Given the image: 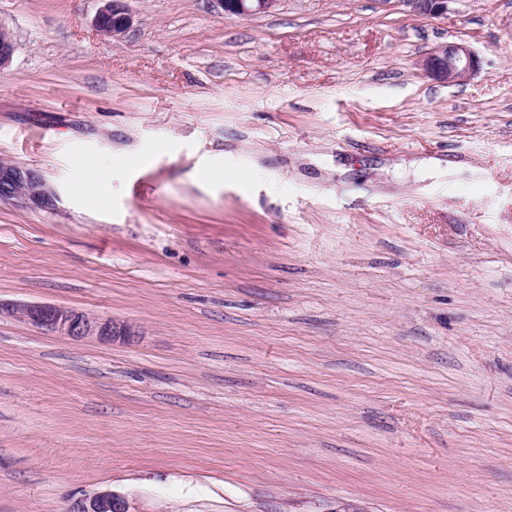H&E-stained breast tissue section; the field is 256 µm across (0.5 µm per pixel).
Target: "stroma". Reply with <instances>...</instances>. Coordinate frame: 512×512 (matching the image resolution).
Listing matches in <instances>:
<instances>
[{
  "instance_id": "35a3bbf8",
  "label": "stroma",
  "mask_w": 512,
  "mask_h": 512,
  "mask_svg": "<svg viewBox=\"0 0 512 512\" xmlns=\"http://www.w3.org/2000/svg\"><path fill=\"white\" fill-rule=\"evenodd\" d=\"M123 5L0 0V512H512V0ZM121 0H100L102 6L94 17V25L101 35L119 39L132 25V17L118 2ZM227 15L249 17L271 13L280 6L281 0H218ZM410 10L423 18L447 16L457 0H403ZM481 59L464 42H448L434 47L420 61L424 74L437 82L460 85L480 69ZM55 199V190L38 170L0 163L1 201L49 207ZM19 318L56 336L72 340H108L117 336L129 338L132 331L112 319L78 312L70 308L50 304H23L12 308ZM67 512H127L123 502L109 491L101 492L89 500L75 502Z\"/></svg>"
}]
</instances>
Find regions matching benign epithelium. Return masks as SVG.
<instances>
[{"instance_id":"1","label":"benign epithelium","mask_w":512,"mask_h":512,"mask_svg":"<svg viewBox=\"0 0 512 512\" xmlns=\"http://www.w3.org/2000/svg\"><path fill=\"white\" fill-rule=\"evenodd\" d=\"M102 6L94 17L101 35L119 39L132 25V17L120 6V0H100ZM224 12L235 17L271 13L281 0H217ZM410 10L423 18L448 15L458 0H402ZM16 44L9 28L0 25V69L12 61ZM481 59L464 42H448L434 47L420 61L424 74L437 82L460 85L480 69ZM55 190L42 174L32 168L0 163V200L40 207L54 205ZM19 318L56 336L72 340H112L129 338L132 331L110 319L50 304H23L12 308ZM67 512H126L123 502L109 491L89 500L75 502Z\"/></svg>"}]
</instances>
